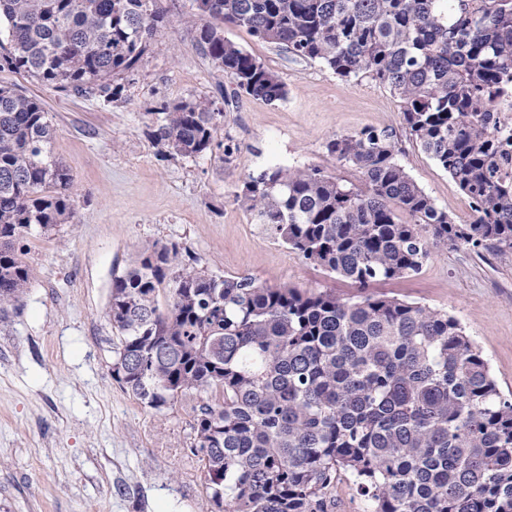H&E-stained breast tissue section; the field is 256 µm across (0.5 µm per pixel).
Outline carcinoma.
<instances>
[{
	"label": "carcinoma",
	"mask_w": 512,
	"mask_h": 512,
	"mask_svg": "<svg viewBox=\"0 0 512 512\" xmlns=\"http://www.w3.org/2000/svg\"><path fill=\"white\" fill-rule=\"evenodd\" d=\"M157 0H0V71L56 90L120 99L164 23ZM196 45L233 95L285 99L281 77L224 36L246 29L338 78H368L402 104L413 141L454 180L476 220L457 224L398 164L397 142L366 128L327 151L362 174L271 165L235 200L306 261L348 281L260 285L142 248L112 281V377L160 410L185 395L209 501L224 512H330L350 474L373 512H512V392L448 312L377 290L418 275L434 249L512 252V170L486 112L512 83V0H193ZM224 112L164 102L145 134L158 155L201 158ZM41 102L0 87V311L31 271L34 231L73 221L72 177L51 154ZM170 298L160 305L159 295Z\"/></svg>",
	"instance_id": "carcinoma-1"
}]
</instances>
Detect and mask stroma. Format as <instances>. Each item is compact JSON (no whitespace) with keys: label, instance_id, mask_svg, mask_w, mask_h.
<instances>
[{"label":"stroma","instance_id":"stroma-1","mask_svg":"<svg viewBox=\"0 0 512 512\" xmlns=\"http://www.w3.org/2000/svg\"><path fill=\"white\" fill-rule=\"evenodd\" d=\"M165 14L152 52L121 100L106 105L0 71V86L39 99L55 129L52 153L68 169L72 223L24 242L32 283L0 313V512H211L202 463L191 450L197 398L155 410L112 377L117 332L108 316L112 281L145 245L174 243L209 270L266 286L353 288L281 242L234 200L269 164L317 166L359 182L328 153L337 134H393L398 163L448 211L468 222V201L409 137L401 103L367 79L344 81L321 64L291 57L246 29L224 34L282 77L287 96L268 104L234 97L223 70L203 56L188 21L191 0H159ZM203 98L225 113L221 152L161 158L144 135L160 102ZM383 292L456 317L512 391V254L435 250L422 272Z\"/></svg>","mask_w":512,"mask_h":512}]
</instances>
